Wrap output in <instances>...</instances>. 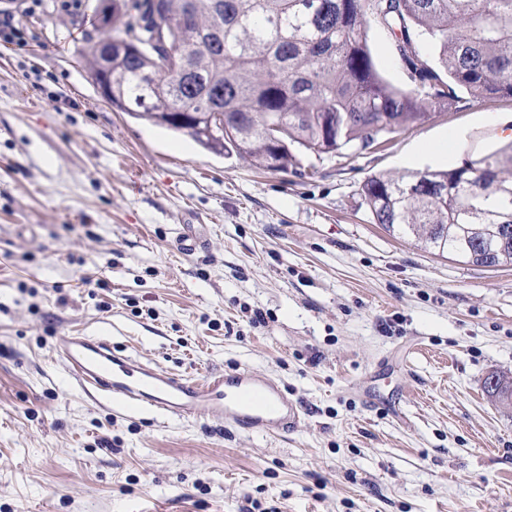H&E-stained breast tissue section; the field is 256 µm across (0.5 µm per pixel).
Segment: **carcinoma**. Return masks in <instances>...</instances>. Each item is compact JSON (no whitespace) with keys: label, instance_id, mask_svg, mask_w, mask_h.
<instances>
[{"label":"carcinoma","instance_id":"carcinoma-1","mask_svg":"<svg viewBox=\"0 0 512 512\" xmlns=\"http://www.w3.org/2000/svg\"><path fill=\"white\" fill-rule=\"evenodd\" d=\"M142 2L112 0L128 21L83 50L94 82L121 111L264 170L369 150L460 91L512 97V0H159L168 48L154 52L127 42ZM372 23L393 37L406 86L377 70ZM422 177L434 190H416ZM362 196L375 223L426 249L512 264L511 144L447 171L371 176Z\"/></svg>","mask_w":512,"mask_h":512}]
</instances>
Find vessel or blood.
Masks as SVG:
<instances>
[{"label":"vessel or blood","mask_w":512,"mask_h":512,"mask_svg":"<svg viewBox=\"0 0 512 512\" xmlns=\"http://www.w3.org/2000/svg\"><path fill=\"white\" fill-rule=\"evenodd\" d=\"M85 392L136 414L217 421L235 432L279 436L302 420L299 406L273 378L247 369L201 376L163 371L115 350L98 336H69L58 344Z\"/></svg>","instance_id":"1"}]
</instances>
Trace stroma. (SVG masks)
<instances>
[{
    "label": "stroma",
    "instance_id": "1",
    "mask_svg": "<svg viewBox=\"0 0 512 512\" xmlns=\"http://www.w3.org/2000/svg\"><path fill=\"white\" fill-rule=\"evenodd\" d=\"M94 3L0 0L26 41L0 54V512H512V407L484 388L512 374V265L423 249L361 198L511 142L512 97L263 171L103 99ZM368 41L404 86L390 34ZM80 333L272 375L303 418L273 437L93 402L56 352Z\"/></svg>",
    "mask_w": 512,
    "mask_h": 512
}]
</instances>
